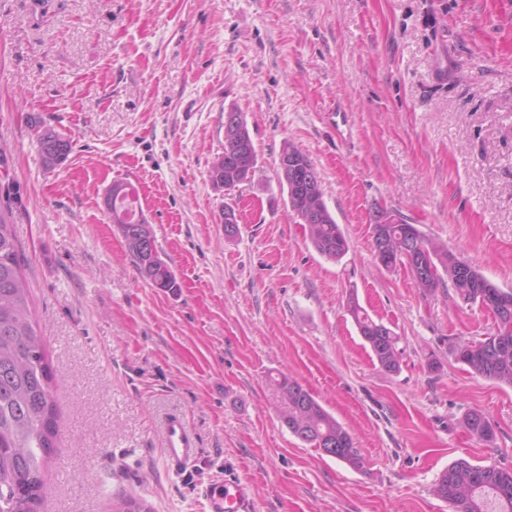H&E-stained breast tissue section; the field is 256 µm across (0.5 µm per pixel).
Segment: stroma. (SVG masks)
<instances>
[{
	"mask_svg": "<svg viewBox=\"0 0 512 512\" xmlns=\"http://www.w3.org/2000/svg\"><path fill=\"white\" fill-rule=\"evenodd\" d=\"M232 108L257 164L228 195L210 171ZM33 116L71 141L53 170ZM288 142L321 176L339 261L291 213ZM0 148L59 410L36 512L123 496L207 512L204 488L228 476L253 512H449L433 493L448 465L512 467V386L454 353L493 315L384 269L370 228L374 206L395 210L512 289V0H0ZM116 181L139 193L177 291L139 274L103 202ZM352 296L398 336L397 372ZM282 376L352 434L362 468L288 431ZM473 410L492 441L464 428ZM173 414L199 445L180 474L162 458ZM349 312L379 365L388 372H396L399 368L398 336L382 322L375 321L353 298L349 301Z\"/></svg>",
	"mask_w": 512,
	"mask_h": 512,
	"instance_id": "35a3bbf8",
	"label": "stroma"
}]
</instances>
